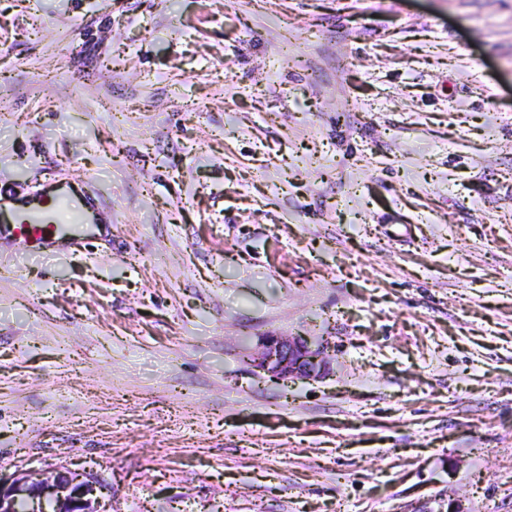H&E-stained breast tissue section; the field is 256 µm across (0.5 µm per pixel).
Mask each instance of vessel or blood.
I'll list each match as a JSON object with an SVG mask.
<instances>
[{
  "label": "vessel or blood",
  "mask_w": 512,
  "mask_h": 512,
  "mask_svg": "<svg viewBox=\"0 0 512 512\" xmlns=\"http://www.w3.org/2000/svg\"><path fill=\"white\" fill-rule=\"evenodd\" d=\"M100 222L96 200L81 180H51L28 194H0V239H22L43 257L95 235Z\"/></svg>",
  "instance_id": "1"
}]
</instances>
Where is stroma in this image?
Masks as SVG:
<instances>
[{
  "instance_id": "35a3bbf8",
  "label": "stroma",
  "mask_w": 512,
  "mask_h": 512,
  "mask_svg": "<svg viewBox=\"0 0 512 512\" xmlns=\"http://www.w3.org/2000/svg\"><path fill=\"white\" fill-rule=\"evenodd\" d=\"M0 479L110 512H512V0H0ZM328 341L282 382L264 337ZM84 180L61 182L51 180L28 194L0 190V239L22 238L29 249L43 257L60 251L63 243L81 245L82 236H94L105 224V234L112 235V220L99 217L96 200L84 187ZM60 208L70 214L71 226L54 224L53 216ZM94 224V225H88ZM108 492L109 483L92 470L60 466L47 478L18 475L8 485L0 480V512H14L19 500L28 505V512H43L46 502H53L57 512H108Z\"/></svg>"
}]
</instances>
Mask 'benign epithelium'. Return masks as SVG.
Returning <instances> with one entry per match:
<instances>
[{"label":"benign epithelium","mask_w":512,"mask_h":512,"mask_svg":"<svg viewBox=\"0 0 512 512\" xmlns=\"http://www.w3.org/2000/svg\"><path fill=\"white\" fill-rule=\"evenodd\" d=\"M253 362L274 378H316L325 370L326 346L300 336H270ZM108 492L109 483L92 470L60 466L47 478L19 475L7 485L0 483V512H14L20 500L28 505V512H44L47 502L54 503L57 512H108L104 503Z\"/></svg>","instance_id":"1"}]
</instances>
